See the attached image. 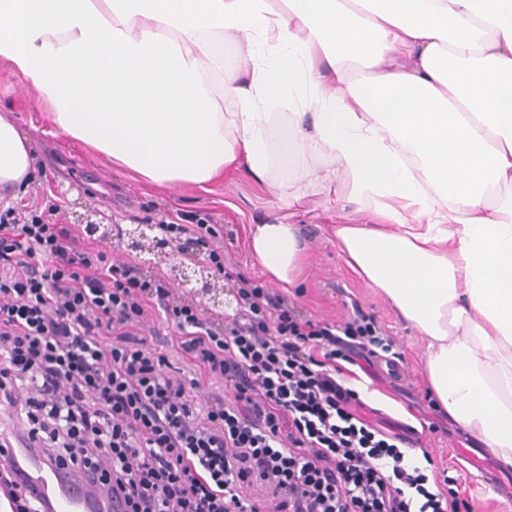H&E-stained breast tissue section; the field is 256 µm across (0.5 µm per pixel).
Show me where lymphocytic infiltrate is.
I'll use <instances>...</instances> for the list:
<instances>
[{
  "label": "lymphocytic infiltrate",
  "instance_id": "1",
  "mask_svg": "<svg viewBox=\"0 0 512 512\" xmlns=\"http://www.w3.org/2000/svg\"><path fill=\"white\" fill-rule=\"evenodd\" d=\"M161 229L230 281L231 320L37 210L0 211V406L33 449L98 476L126 512H448L439 474L349 405L338 350L396 344L373 316L355 303L337 326L301 319L225 261L215 225ZM150 314L173 328L190 382L140 336ZM2 491L12 512H46L16 468L0 469Z\"/></svg>",
  "mask_w": 512,
  "mask_h": 512
}]
</instances>
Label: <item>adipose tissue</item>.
<instances>
[{
  "label": "adipose tissue",
  "instance_id": "obj_1",
  "mask_svg": "<svg viewBox=\"0 0 512 512\" xmlns=\"http://www.w3.org/2000/svg\"><path fill=\"white\" fill-rule=\"evenodd\" d=\"M0 61L55 134L152 185L262 178L265 129L331 165L326 207L350 270L428 339L431 391L512 465V0H0ZM289 113H280L281 105ZM30 143L0 113V190ZM250 252L287 284L300 227Z\"/></svg>",
  "mask_w": 512,
  "mask_h": 512
}]
</instances>
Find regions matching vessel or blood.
<instances>
[{
	"mask_svg": "<svg viewBox=\"0 0 512 512\" xmlns=\"http://www.w3.org/2000/svg\"><path fill=\"white\" fill-rule=\"evenodd\" d=\"M484 457V449L471 448L465 459L483 483L495 491H502L499 475L493 467L484 464ZM33 469L31 484L38 493L46 496L49 512H124L122 502L103 497L101 485L82 474L42 458L34 460Z\"/></svg>",
	"mask_w": 512,
	"mask_h": 512,
	"instance_id": "b4317fda",
	"label": "vessel or blood"
}]
</instances>
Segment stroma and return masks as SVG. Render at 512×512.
Here are the masks:
<instances>
[{
    "label": "stroma",
    "mask_w": 512,
    "mask_h": 512,
    "mask_svg": "<svg viewBox=\"0 0 512 512\" xmlns=\"http://www.w3.org/2000/svg\"><path fill=\"white\" fill-rule=\"evenodd\" d=\"M0 113L11 115L34 154L33 175L25 191L15 197L0 193L2 207L35 204L39 211H51L54 223L69 225L78 235L83 227L76 224L77 215L106 196L112 199L106 213L124 229L162 220L176 219L183 224L207 220L217 224L218 241L226 256L239 264L241 272L261 280L266 274L249 251L252 226L300 225L305 259L292 283L283 289V296L305 317L336 325L346 320L352 304H359L396 339L397 349L404 355L405 363L396 372L378 358L357 356L349 363L347 384L359 392L364 417L387 431H418L417 445L426 448L438 469L447 472L442 489L450 512H512V501L470 475L456 455L457 449L473 444L474 437L448 416L430 391L426 338L400 316L381 291L349 270L336 247L333 225L367 224L370 216L349 203L325 207L320 195L312 192L298 205L284 206V199L299 188L289 180V169L303 170L313 178L327 165L317 154L290 151L287 125L267 130L273 164L265 180L237 170L225 174L223 182L208 191L192 186L167 190L133 180L105 159L54 135L37 90L2 61ZM142 334L155 353L167 358L170 376L190 379L189 367L171 345L172 329L151 316Z\"/></svg>",
    "instance_id": "1"
}]
</instances>
